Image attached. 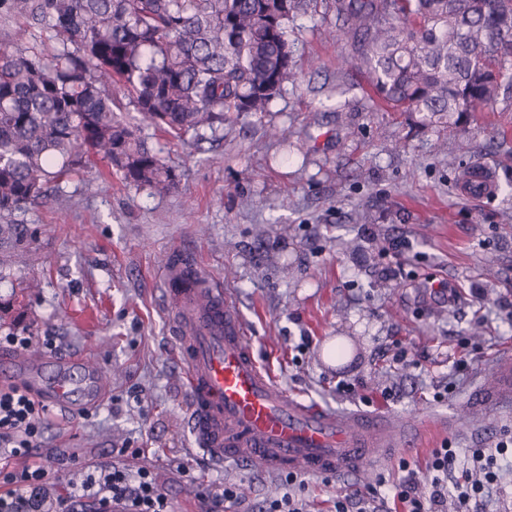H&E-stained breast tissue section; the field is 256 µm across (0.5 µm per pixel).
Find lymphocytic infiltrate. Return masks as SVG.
<instances>
[{"instance_id": "obj_1", "label": "lymphocytic infiltrate", "mask_w": 512, "mask_h": 512, "mask_svg": "<svg viewBox=\"0 0 512 512\" xmlns=\"http://www.w3.org/2000/svg\"><path fill=\"white\" fill-rule=\"evenodd\" d=\"M49 415V408L26 386L0 389V512H83L85 504L106 500L123 505V512H172L153 471L143 465L85 466L79 480L70 482L55 502H47L50 471L65 462L60 454L47 462L33 458ZM20 456L28 458V465L13 469L12 459ZM508 458L512 459V438L473 449L462 461L450 446L435 448L423 472L401 461L404 477L381 475L364 487L342 491L333 512H444L451 499L464 507L489 495L500 479L498 460Z\"/></svg>"}]
</instances>
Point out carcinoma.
<instances>
[{
  "label": "carcinoma",
  "mask_w": 512,
  "mask_h": 512,
  "mask_svg": "<svg viewBox=\"0 0 512 512\" xmlns=\"http://www.w3.org/2000/svg\"><path fill=\"white\" fill-rule=\"evenodd\" d=\"M334 13L387 107L457 133L512 100V0H0V277L11 217L103 163L136 186L174 189L124 115L203 137L267 112L293 79L298 17ZM123 91L127 103L114 97Z\"/></svg>",
  "instance_id": "1"
}]
</instances>
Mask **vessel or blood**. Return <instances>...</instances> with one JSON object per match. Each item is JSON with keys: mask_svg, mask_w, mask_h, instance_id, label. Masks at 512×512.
Segmentation results:
<instances>
[{"mask_svg": "<svg viewBox=\"0 0 512 512\" xmlns=\"http://www.w3.org/2000/svg\"><path fill=\"white\" fill-rule=\"evenodd\" d=\"M462 190L492 196L489 168L467 169ZM165 304L193 407L189 427L212 462L269 476L301 471L340 476L376 460L380 449L412 446L413 424L328 409L291 397L257 361L251 336L228 294L198 259L173 255L164 271ZM24 383L50 408L79 411L104 391L79 357H53L25 369L0 358V386Z\"/></svg>", "mask_w": 512, "mask_h": 512, "instance_id": "1", "label": "vessel or blood"}]
</instances>
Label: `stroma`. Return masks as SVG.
<instances>
[{
    "instance_id": "1",
    "label": "stroma",
    "mask_w": 512,
    "mask_h": 512,
    "mask_svg": "<svg viewBox=\"0 0 512 512\" xmlns=\"http://www.w3.org/2000/svg\"><path fill=\"white\" fill-rule=\"evenodd\" d=\"M296 25L295 78L270 111L200 141L142 126L180 175L171 193L84 173L65 182L62 200L15 213L0 295L36 288L27 316L0 322V335L31 337L33 356L55 337L58 354L93 359L110 377L105 402L55 413L46 429L40 455H77L52 473L50 497L81 464L119 461L153 468L174 512H201V495L227 478L242 485L252 512L278 491L279 478L214 468L187 428L192 403L161 276L177 250L231 292L255 356L291 395L424 420L408 460L512 435V397L481 402L512 362V107L483 108L457 137L445 136L389 111L364 69L345 68L355 48L334 16ZM473 165L492 170L495 196L460 192ZM398 236L410 243L399 255L386 249ZM431 281L455 290L454 302L425 296ZM304 336L311 344L300 353ZM462 346L472 361L458 372L451 361ZM400 347L412 366L393 362ZM341 380L354 392L337 393ZM122 448L141 454L122 457ZM307 482L312 512H330L339 491L365 478Z\"/></svg>"
}]
</instances>
